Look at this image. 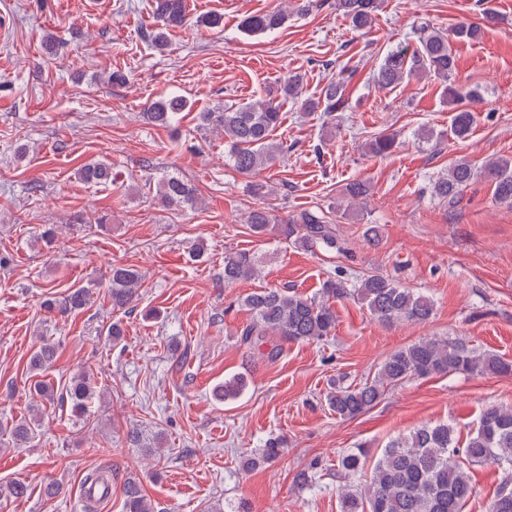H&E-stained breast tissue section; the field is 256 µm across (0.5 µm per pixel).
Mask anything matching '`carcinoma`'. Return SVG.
Here are the masks:
<instances>
[{
  "label": "carcinoma",
  "instance_id": "carcinoma-1",
  "mask_svg": "<svg viewBox=\"0 0 512 512\" xmlns=\"http://www.w3.org/2000/svg\"><path fill=\"white\" fill-rule=\"evenodd\" d=\"M336 11L341 13L352 29L366 31L372 27L379 9V0H336ZM155 11L166 27L181 26L187 20L185 0H156ZM287 19L281 11H269L245 19L244 29L264 34L279 29ZM417 46L410 51L397 46L389 50L376 73L374 82L381 89L419 79L428 74L448 80L456 68V55L451 40L473 42L480 38L482 28L475 22L458 25L448 35L423 22L416 28ZM300 77L291 75L280 83L283 99H298ZM444 96L454 112L450 133L462 140L469 136L475 115L473 109L461 105L463 97L475 101L478 91L464 95L452 85H445ZM314 111L322 109L327 115L345 112L349 107L344 83L329 82L321 99L304 103ZM187 109L181 96H168L151 102L142 113L147 123L169 126L178 113ZM199 126L224 131L228 164L239 174L251 176L274 166L283 153L273 143L272 132L280 122L278 102L258 100L229 105L220 111L198 113ZM396 136H374L367 150L374 156L389 154L396 146ZM78 174L92 184H106L112 180V169L103 161L83 164ZM483 176L494 187V199L512 206V158H499L487 163L478 173L465 160L454 162L444 175L432 182V194L450 205L456 204L463 192L478 176ZM370 194L364 181H352L345 187V196L361 201ZM159 196L167 206L194 208L198 194L190 184L177 176L162 180ZM250 230L259 236L276 233L294 245L305 248L325 246L336 248L339 238L336 225L322 211H305L296 217L282 220L274 209L259 205L245 218ZM259 261L246 250L224 253V282L233 284L256 278ZM140 272L131 266H112L108 274L107 293L112 309L125 310L139 300ZM322 300L308 298L295 291L281 288H263L248 294L243 305L251 313V321L239 333L240 343L255 349L275 336L285 342L320 341L336 330V314L330 300L352 297L365 305L378 322L417 324L427 322L433 315L432 301L395 279L380 273L359 277L353 285L338 277L323 283ZM91 298V289H72L62 299L47 297L43 308L60 315L83 308ZM56 350L48 344L34 350L29 358V370L44 374L51 368ZM510 375L512 363L488 350L469 346L462 338L455 340L432 336L393 351L381 362L372 379L352 386L336 384L329 396L330 409L341 419L355 418L374 408L385 392L412 378L437 375ZM247 388L243 376H234L213 389L215 399L232 401ZM37 392L50 402L56 401L69 408L74 417L82 416L87 404L94 398L93 377L85 372L70 377L59 386L41 380ZM34 422L25 418L0 424L16 441L28 438ZM281 454L276 441H270L256 458L246 460L245 467L253 469L275 461ZM367 451L354 448L338 458L336 478L342 480L338 495L340 512H463L473 494V486L464 463H492L503 468V477L488 512H512V407L490 405L485 408L477 426L471 430L464 444H459L456 428L448 422L426 423L412 432L389 441L377 458L369 480L360 485L350 483L351 477L362 472ZM320 462L312 460L297 471L294 484L311 488L318 480ZM125 512H154L150 500L143 493L140 482L134 478L124 483Z\"/></svg>",
  "mask_w": 512,
  "mask_h": 512
}]
</instances>
